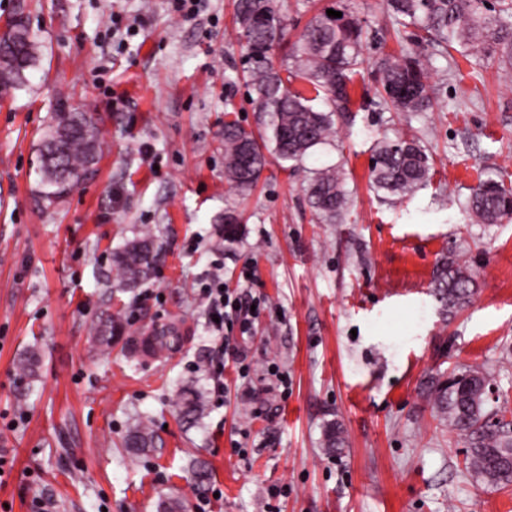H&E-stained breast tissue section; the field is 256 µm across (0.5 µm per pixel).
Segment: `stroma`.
I'll use <instances>...</instances> for the list:
<instances>
[{
    "label": "stroma",
    "instance_id": "obj_1",
    "mask_svg": "<svg viewBox=\"0 0 512 512\" xmlns=\"http://www.w3.org/2000/svg\"><path fill=\"white\" fill-rule=\"evenodd\" d=\"M366 21L369 61L355 107L336 118L331 145L300 169L270 161L241 196L224 181V122L255 134L233 0H0V25L23 15L42 42L29 85L0 97V512H157L170 497L185 512H512V486L465 467L467 442L439 420L430 378L478 368L512 413V220L470 221L462 205L480 179L512 186V77L496 62L436 58L431 112L361 108L373 61L399 51L381 0H353ZM234 114H227L226 102ZM60 112H86L101 132L92 176L65 198L39 194V146ZM418 138L431 180L411 199L369 186L379 137ZM341 164L352 203L336 224L311 210L302 183ZM238 217L224 236V215ZM152 229L164 258L143 285L120 291L112 251ZM469 261L477 292L446 314L431 294L448 257ZM244 301L266 309L246 345L251 381L226 361L222 407L181 421L185 389L210 394V336L199 280L213 263ZM255 267L247 285L238 277ZM114 316L111 347L95 328ZM177 326L181 348L137 362L135 340ZM40 355L37 377L17 366ZM288 379L275 387L270 365ZM161 440L129 455L136 416ZM339 422L341 453L322 431ZM207 470L198 487L194 464Z\"/></svg>",
    "mask_w": 512,
    "mask_h": 512
}]
</instances>
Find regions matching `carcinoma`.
<instances>
[{
    "label": "carcinoma",
    "instance_id": "cac0c4a2",
    "mask_svg": "<svg viewBox=\"0 0 512 512\" xmlns=\"http://www.w3.org/2000/svg\"><path fill=\"white\" fill-rule=\"evenodd\" d=\"M383 0L388 14L415 30L411 45L400 54H385L376 63L374 96L395 112H429L434 97L428 83L434 54L460 48L477 61L498 55L512 69V0ZM333 18L321 10L294 40L281 18V0H235L237 39L244 50L245 83L256 111L269 116L265 134H255L236 121L224 123V179L230 189L244 193L259 180L267 154L295 164L335 135V117L348 111L351 89L364 70V47L369 39L362 20L348 7ZM286 50L288 65L276 67L274 51ZM40 42L21 18L10 19L0 31V96L27 86V72L39 62ZM101 131L85 112H60L56 125L43 135L38 173L42 197L58 200L91 173ZM428 155L415 139L378 138L372 145L371 188L400 199L412 197L430 180ZM310 207L323 221L341 220L350 205L346 177L339 165L322 166L306 179ZM466 212L485 224L512 218V188L487 178L471 189ZM161 248L148 231L140 230L112 252V266L125 286L147 281L156 270ZM477 290L469 264L450 258L438 270L434 294L452 312L468 305ZM122 325L109 316L96 327L97 339L110 347ZM490 383L480 369L431 381L429 395L448 427L469 441L468 469L477 480L493 486H512V424L494 420L488 410ZM204 410L196 390L183 393L182 416L195 422ZM159 438L151 420L138 419L122 446L134 454L156 449ZM323 450L334 454L344 447L341 425L327 423Z\"/></svg>",
    "mask_w": 512,
    "mask_h": 512
}]
</instances>
